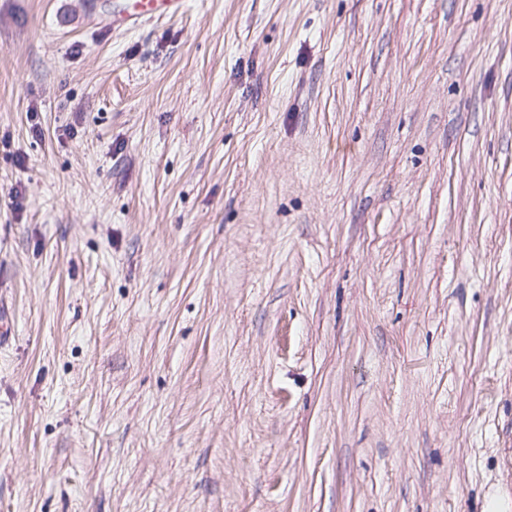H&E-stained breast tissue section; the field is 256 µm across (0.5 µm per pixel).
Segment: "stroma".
Wrapping results in <instances>:
<instances>
[{"instance_id":"stroma-1","label":"stroma","mask_w":512,"mask_h":512,"mask_svg":"<svg viewBox=\"0 0 512 512\" xmlns=\"http://www.w3.org/2000/svg\"><path fill=\"white\" fill-rule=\"evenodd\" d=\"M0 0V512H512V0ZM186 3V0H128L121 9L112 13L109 25L114 31H128L156 15L182 13Z\"/></svg>"}]
</instances>
